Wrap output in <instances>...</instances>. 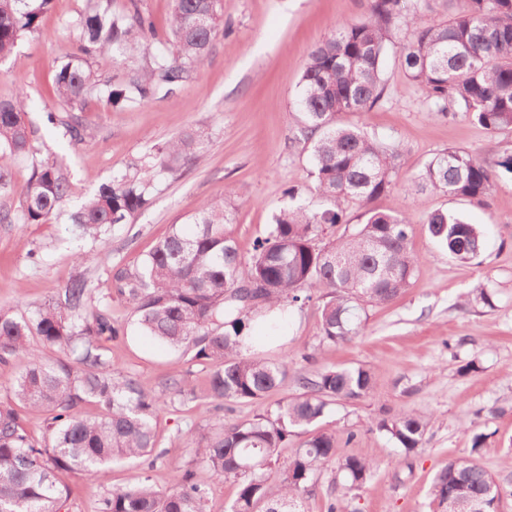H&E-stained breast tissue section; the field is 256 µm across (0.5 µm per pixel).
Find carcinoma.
<instances>
[{
  "instance_id": "carcinoma-1",
  "label": "carcinoma",
  "mask_w": 512,
  "mask_h": 512,
  "mask_svg": "<svg viewBox=\"0 0 512 512\" xmlns=\"http://www.w3.org/2000/svg\"><path fill=\"white\" fill-rule=\"evenodd\" d=\"M53 2L0 0V59L13 56L19 41L39 30ZM112 2L84 0L67 22L77 34L76 47L56 70L52 91L72 111L102 100L136 107L172 94L204 67L214 41L227 34L220 23L224 0H172L164 32L140 0H127L119 12ZM400 26L409 32L399 45L401 69L420 88L430 116H463L491 137L512 132V0H459L452 16L430 22L408 0H370L362 19L338 23L307 54L297 113L313 141L320 207L293 203L281 210L246 259L228 229L234 212L227 186L224 197L202 203L190 216L192 234L173 225L139 267L115 273V293L96 298L78 275L28 316L0 306V365L27 360L9 399L0 400V512H63L72 495L64 474L88 472L103 481L111 463L154 466L164 456L154 418L196 395L180 372L148 387L112 363V344L126 337L112 319V298L131 306L141 334L208 367L201 393L219 411L226 401L260 404L288 377L287 361L272 362L243 344L255 320L318 298L322 339L336 345L358 335L366 305L389 304L410 288L419 263L410 247L413 221L370 207L396 184L404 151L343 121L384 98L381 60ZM105 55L126 66L122 80L99 78L94 64ZM25 109L22 93L0 98V153L33 159L20 209L0 221L43 224L68 196L69 183L54 163L37 159ZM208 141V134L189 130L149 150L83 201L72 216L75 230L103 240L148 204L159 177L193 167ZM508 177L512 147L489 160L448 148L425 164L406 191L481 203L496 180ZM350 206L362 209V222H350ZM424 223L450 257L468 263L479 255L483 234L477 226L443 211L430 213ZM46 349L67 358L47 363ZM297 383L302 393L272 411L198 438L188 430L195 458L216 477L237 482L229 512H305L299 496L336 458V435L318 422L332 405L373 390L372 374L362 366H324ZM89 403L103 414L83 415ZM28 411L47 416L42 442L24 426ZM377 429L410 453L421 447L426 423L406 411L383 416ZM302 433L306 439L280 461L279 449ZM373 468V461L355 456L340 463L351 489L366 483ZM503 493L504 486L473 460L448 461L432 486L436 512H497ZM208 496L209 488L187 465L175 468L172 489L159 490L143 476L108 493L96 512H206Z\"/></svg>"
}]
</instances>
